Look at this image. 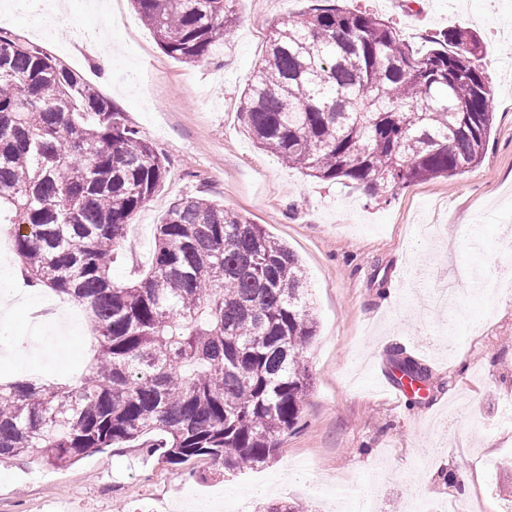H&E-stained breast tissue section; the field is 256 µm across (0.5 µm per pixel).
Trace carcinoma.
Wrapping results in <instances>:
<instances>
[{
  "label": "carcinoma",
  "mask_w": 512,
  "mask_h": 512,
  "mask_svg": "<svg viewBox=\"0 0 512 512\" xmlns=\"http://www.w3.org/2000/svg\"><path fill=\"white\" fill-rule=\"evenodd\" d=\"M162 51L210 57L236 23L230 0H132ZM416 53L384 19L331 0L272 31L244 92L258 145L325 182L386 200L394 189L476 168L494 123L473 32ZM167 174L124 113L43 50L0 35V224L21 276L85 306L97 349L79 384H0V459L70 466L107 448L157 463L208 457L226 471L270 463L311 383L316 333L288 246L211 199L174 203L149 268L112 282L129 220ZM390 364L430 386L400 347ZM256 512H311L261 502Z\"/></svg>",
  "instance_id": "obj_1"
}]
</instances>
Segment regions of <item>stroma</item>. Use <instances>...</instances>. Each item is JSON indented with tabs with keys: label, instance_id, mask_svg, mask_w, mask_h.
Here are the masks:
<instances>
[{
	"label": "stroma",
	"instance_id": "1",
	"mask_svg": "<svg viewBox=\"0 0 512 512\" xmlns=\"http://www.w3.org/2000/svg\"><path fill=\"white\" fill-rule=\"evenodd\" d=\"M389 20L418 52L460 26L483 42L495 127L481 165L463 175L414 181L388 201L286 167L244 126L241 97L265 53L273 24L317 0H236L239 21L215 59L187 65L167 56L130 0H68L60 42L36 38V0H0V33L43 49L78 72L167 161L149 205L130 221L112 264L122 285L148 267L154 227L170 205L203 196L263 225L299 257L319 323L305 352L311 390L294 432L270 464L233 474L201 457L172 468L142 448H109L47 469L0 461V512H199L221 501L293 499L327 512L330 499L371 489L376 512H435L451 498L448 474L470 480V497L512 505V300L482 298L468 280L456 306L432 321L416 309L461 267L512 274V0H336ZM105 28L111 74L95 56L65 47L72 28ZM64 324L47 321L35 356L0 345V379L12 362L75 384L91 353L78 303ZM424 362L432 388L422 402L380 391L394 348Z\"/></svg>",
	"mask_w": 512,
	"mask_h": 512
}]
</instances>
